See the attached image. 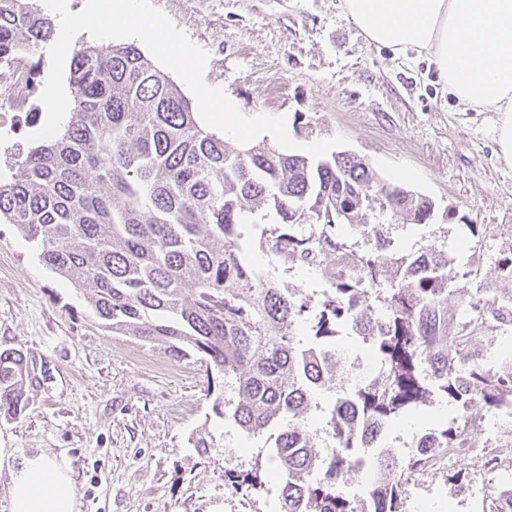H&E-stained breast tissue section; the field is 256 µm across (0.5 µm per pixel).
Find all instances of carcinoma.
<instances>
[{"mask_svg":"<svg viewBox=\"0 0 512 512\" xmlns=\"http://www.w3.org/2000/svg\"><path fill=\"white\" fill-rule=\"evenodd\" d=\"M54 20L33 0H0V62H43ZM69 84L73 106L59 135L14 158L0 182V222L13 224L37 257L87 299L94 318L119 336L160 346L172 359L194 352L224 374V417L249 436L273 432L264 459L225 475L235 492L264 490L281 477L279 512H403L406 473L433 454L471 448L469 411L477 404L512 418V349L498 367L474 357L485 315L512 306V294L478 288L483 304L448 337V294L456 286L448 254L429 250L395 259L381 310L361 307L379 283L392 239L366 220L376 207L417 224L432 202L403 195L356 156L312 158L262 142L229 148L192 101L134 44H82ZM274 214L260 246L274 257L312 258L297 224L330 227L343 216L374 237L376 253L357 259L359 276L319 299L299 297L245 257L249 214ZM312 322L303 339L296 326ZM369 345L377 372L336 373L340 333ZM26 357L0 352V411L25 407ZM336 388L325 415L332 446L314 449L305 425L318 395ZM444 400L454 415L416 435L398 455L383 443L406 415ZM369 468L379 478L347 496V477Z\"/></svg>","mask_w":512,"mask_h":512,"instance_id":"cac0c4a2","label":"carcinoma"}]
</instances>
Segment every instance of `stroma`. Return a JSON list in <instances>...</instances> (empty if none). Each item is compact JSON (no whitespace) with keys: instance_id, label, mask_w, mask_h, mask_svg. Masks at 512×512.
I'll use <instances>...</instances> for the list:
<instances>
[{"instance_id":"stroma-1","label":"stroma","mask_w":512,"mask_h":512,"mask_svg":"<svg viewBox=\"0 0 512 512\" xmlns=\"http://www.w3.org/2000/svg\"><path fill=\"white\" fill-rule=\"evenodd\" d=\"M209 58L204 78L247 116L284 117L299 144L337 135L385 179L434 203L427 224L375 210L395 245L447 252L467 292L448 297L449 333L475 288L512 292L497 260L512 247V163L498 153L496 113L460 102L426 59L367 43L341 0H152ZM46 120L40 99L14 112L0 135L9 153ZM478 225L471 235L470 225ZM69 282L46 268L15 225L0 224V351L25 354L29 376L20 417L0 414V512L22 460L67 463L79 512H276L279 482L245 495L224 485L249 470L265 437L225 420L224 376L199 355L181 360L115 336L87 313ZM470 456L512 440V420L470 412ZM212 439L198 452V436ZM428 466L405 486L406 512H483L489 482L453 481Z\"/></svg>"}]
</instances>
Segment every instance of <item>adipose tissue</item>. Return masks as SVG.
<instances>
[{"label": "adipose tissue", "mask_w": 512, "mask_h": 512, "mask_svg": "<svg viewBox=\"0 0 512 512\" xmlns=\"http://www.w3.org/2000/svg\"><path fill=\"white\" fill-rule=\"evenodd\" d=\"M367 42L423 56L456 98L497 115L512 162V0H342ZM10 512H77L71 469L41 456L13 472Z\"/></svg>", "instance_id": "obj_1"}]
</instances>
